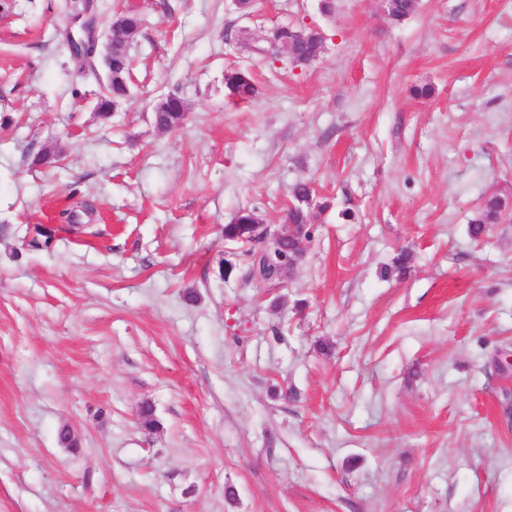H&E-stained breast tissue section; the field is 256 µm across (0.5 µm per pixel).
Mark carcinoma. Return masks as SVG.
Segmentation results:
<instances>
[{
	"label": "carcinoma",
	"mask_w": 512,
	"mask_h": 512,
	"mask_svg": "<svg viewBox=\"0 0 512 512\" xmlns=\"http://www.w3.org/2000/svg\"><path fill=\"white\" fill-rule=\"evenodd\" d=\"M417 0H396L393 11L388 20L399 24L407 19L415 10ZM141 28V18L138 14L129 11L117 13L112 19V64L107 70L105 82L102 83L100 100L97 110L105 112L109 106L118 104L129 97L131 61L128 55V46L134 40ZM281 38H292V33L298 32L302 36L295 44L299 58L303 64L315 62L321 55L324 47V36L316 28L305 25H285L279 27ZM224 88L227 97L232 101H248L256 97L259 88L251 74L243 69H230L224 73ZM153 118L161 129L173 130L183 123L186 106L184 100L175 92H170L160 98L153 108ZM292 205L288 207V219L294 224H301L307 212L299 206V199L309 198L313 190L309 184L299 181L289 188ZM504 208L503 201L491 196L485 200L479 217L472 221L471 234L475 237L482 234L485 225L498 221ZM257 214L253 208H242L234 217V222L224 225V236L237 237L246 232L247 225L254 223Z\"/></svg>",
	"instance_id": "obj_1"
}]
</instances>
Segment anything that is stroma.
I'll use <instances>...</instances> for the list:
<instances>
[{
	"instance_id": "35a3bbf8",
	"label": "stroma",
	"mask_w": 512,
	"mask_h": 512,
	"mask_svg": "<svg viewBox=\"0 0 512 512\" xmlns=\"http://www.w3.org/2000/svg\"><path fill=\"white\" fill-rule=\"evenodd\" d=\"M97 5L142 18L108 119L64 0L0 8V512H512V0ZM284 24L320 59L237 43ZM298 181L331 206L292 276L225 273ZM281 39H291L292 33L298 32L302 36L294 48L298 51L299 58L303 61L301 65L315 62L321 55L324 47V36L319 29L305 25H285L279 27ZM224 88L232 101H248L256 97L259 88L251 74L243 69H230L224 73ZM152 112L156 125L161 129L173 130L183 123L186 106L184 100L174 92L161 96ZM504 208L503 201L497 196L485 200L479 217L472 220L471 234L478 237L482 234L485 224H494L500 218Z\"/></svg>"
}]
</instances>
